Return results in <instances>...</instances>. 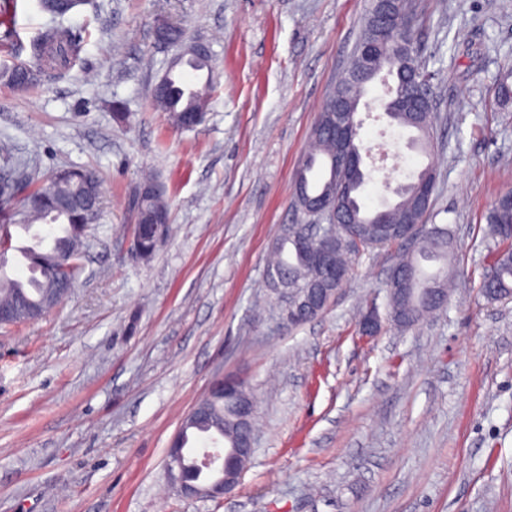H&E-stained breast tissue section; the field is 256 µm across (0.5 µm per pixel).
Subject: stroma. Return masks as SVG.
<instances>
[{"mask_svg":"<svg viewBox=\"0 0 512 512\" xmlns=\"http://www.w3.org/2000/svg\"><path fill=\"white\" fill-rule=\"evenodd\" d=\"M66 17L81 33L64 78L18 92L0 81V171L102 177L69 295L42 319L0 328V512H512V298L487 302L497 241L486 213L512 190V0H414L419 62L433 92V151L383 115L374 81L363 147L401 171L432 165L425 224L454 233L453 295L408 329L360 335L386 310L398 246L356 258L316 318L283 324L266 280L280 228L309 223L295 183L320 109L359 41L372 0H96ZM205 44L214 83L202 124L173 128L151 103L176 50L157 19ZM163 185L171 236L130 254L128 198ZM257 400L256 452L234 494L190 499L167 448L219 377Z\"/></svg>","mask_w":512,"mask_h":512,"instance_id":"obj_1","label":"stroma"}]
</instances>
